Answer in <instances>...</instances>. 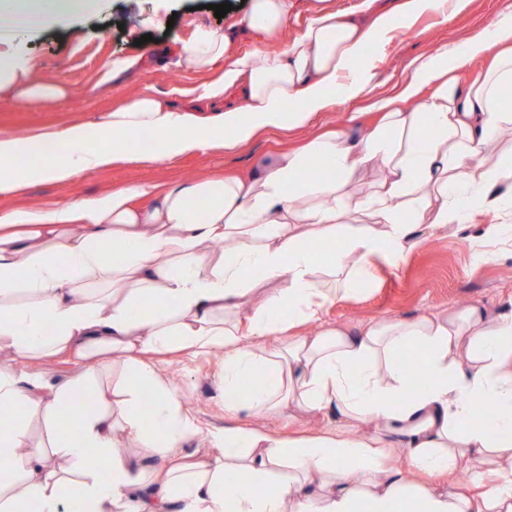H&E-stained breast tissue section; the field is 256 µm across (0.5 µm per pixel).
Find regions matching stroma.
Returning <instances> with one entry per match:
<instances>
[{
    "label": "stroma",
    "instance_id": "1",
    "mask_svg": "<svg viewBox=\"0 0 512 512\" xmlns=\"http://www.w3.org/2000/svg\"><path fill=\"white\" fill-rule=\"evenodd\" d=\"M212 0H103L96 15L73 17L7 43L16 57L39 64L46 74L57 77L78 96L55 110L14 108L0 103V133L22 137L45 127H60L77 120L99 122L110 108L145 92L165 96L174 105L205 106L202 92L222 73L221 67L197 71L180 62L178 48L188 42L197 26L220 30L234 28L252 0H229L232 9L216 18ZM315 0H293L288 25L279 39L266 43L242 37L238 54L259 55L285 48L304 27ZM512 13V0H466L463 7L445 17L426 12L403 29L385 52L370 57L372 80L365 96L341 101L319 114L304 129H276L235 151H202L152 163H115L89 170L73 181L57 184L37 182L17 196H0V214L18 207H49L100 196L112 189L132 185L168 187L189 180L227 173L247 174L278 152L300 145L315 133L343 128L357 131L359 124L375 121L370 101L400 90L412 74L416 59L444 50L479 33L489 22ZM150 42H142V35ZM119 56H140L138 70L122 75L106 88L97 87L101 65ZM359 122H351L352 113ZM495 216L481 213L469 225L451 235L431 237L399 265L377 262L373 281L356 296L327 303L321 317L297 324L280 335L261 339L264 348H284L299 336H311L339 325L356 329L386 320L411 318L424 312L480 304L496 312L512 304V246L503 245L491 260L479 257L480 233ZM162 375L176 390L184 411L201 434L185 445L186 453L203 457L213 448L206 435L224 425L264 428L283 436H315L323 433L328 420L294 407L249 415L229 414L224 409V354H197L173 349L155 357ZM0 365L37 373L51 382L79 375L84 362L68 355L16 361L0 352Z\"/></svg>",
    "mask_w": 512,
    "mask_h": 512
}]
</instances>
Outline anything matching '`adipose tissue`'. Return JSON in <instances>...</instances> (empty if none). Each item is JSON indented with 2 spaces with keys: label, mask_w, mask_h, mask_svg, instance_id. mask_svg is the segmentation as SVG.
Returning a JSON list of instances; mask_svg holds the SVG:
<instances>
[{
  "label": "adipose tissue",
  "mask_w": 512,
  "mask_h": 512,
  "mask_svg": "<svg viewBox=\"0 0 512 512\" xmlns=\"http://www.w3.org/2000/svg\"><path fill=\"white\" fill-rule=\"evenodd\" d=\"M460 0H398L388 13L319 9L282 51L238 56V34L273 39L292 0H252L238 32L196 27L182 62L224 63L203 95L215 115L140 95L100 124L76 122L25 137L0 135V195L36 182L67 183L118 161H157L233 150L269 129H297L366 92V44L383 50L416 16ZM98 0H0V31L88 14ZM467 85L456 73L482 59ZM245 89L243 108L224 106ZM429 97H422L423 88ZM70 95L33 62L0 52V99L41 108ZM512 16L418 61L401 92L376 103L379 121L276 155L261 171L144 186L45 209L0 215V351L19 359L68 354L125 358L117 398L83 373L54 384L0 369V512H512V309L482 305L410 319L336 327L277 350L244 336H275L315 319L329 301L370 284L376 260L399 264L440 233L495 212L483 237L512 242ZM413 110H403L406 102ZM150 150L135 149L141 133ZM222 256L210 255L213 241ZM171 347L224 353L225 407L264 413L295 403L329 431L284 439L228 425L214 454L179 450L199 432L154 353ZM428 376L416 386L405 357ZM250 389H243L245 380ZM94 408L81 409L84 396ZM491 406L471 421L476 403ZM43 438L34 441L31 419ZM142 441L154 465L132 466L118 433ZM427 476L408 484L393 462ZM58 465H47L48 457ZM496 482L479 494L449 484L464 466Z\"/></svg>",
  "instance_id": "obj_1"
}]
</instances>
